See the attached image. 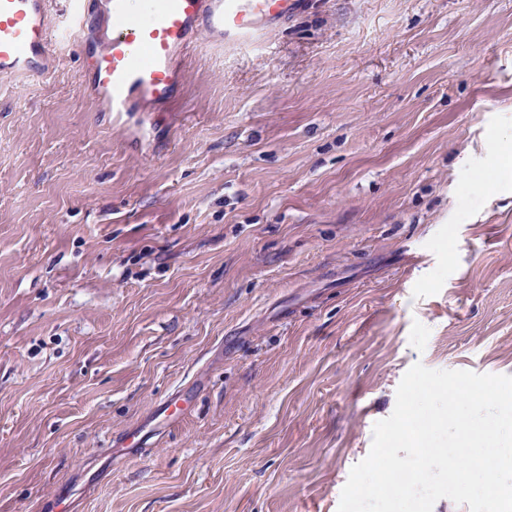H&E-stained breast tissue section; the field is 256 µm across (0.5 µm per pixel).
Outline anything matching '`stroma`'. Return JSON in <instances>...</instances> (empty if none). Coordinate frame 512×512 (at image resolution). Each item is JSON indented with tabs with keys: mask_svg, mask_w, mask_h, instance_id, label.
<instances>
[{
	"mask_svg": "<svg viewBox=\"0 0 512 512\" xmlns=\"http://www.w3.org/2000/svg\"><path fill=\"white\" fill-rule=\"evenodd\" d=\"M300 3L145 116L0 80V512H337L412 365L512 375V0ZM190 410V401L183 395H175L160 403L154 410L151 422L154 423L152 432H159L179 417H184ZM150 432L144 433L142 430L135 428L114 438L112 437L110 456L113 463L123 462L126 458H131L135 454H142L144 448L149 445L147 435Z\"/></svg>",
	"mask_w": 512,
	"mask_h": 512,
	"instance_id": "1",
	"label": "stroma"
}]
</instances>
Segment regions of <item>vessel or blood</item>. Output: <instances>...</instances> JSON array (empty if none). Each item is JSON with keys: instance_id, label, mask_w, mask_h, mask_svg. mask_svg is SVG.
Listing matches in <instances>:
<instances>
[{"instance_id": "1", "label": "vessel or blood", "mask_w": 512, "mask_h": 512, "mask_svg": "<svg viewBox=\"0 0 512 512\" xmlns=\"http://www.w3.org/2000/svg\"><path fill=\"white\" fill-rule=\"evenodd\" d=\"M299 0H106L94 39H87L90 0H68L60 24H53L47 0H0V76L37 75L51 66L50 45L60 37L84 58L82 91L104 112H146L171 102L184 82L185 51L209 42L239 47L259 40L287 20ZM190 410L176 395L154 410L155 429L168 427ZM148 436L131 429L111 441L112 461L143 453Z\"/></svg>"}]
</instances>
